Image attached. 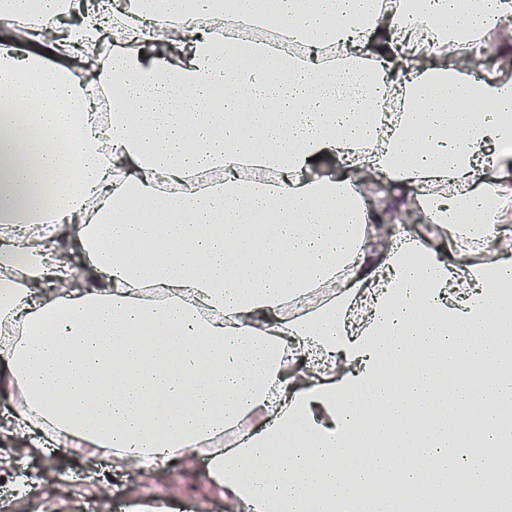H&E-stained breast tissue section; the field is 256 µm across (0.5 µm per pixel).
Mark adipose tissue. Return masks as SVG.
I'll return each mask as SVG.
<instances>
[{
  "label": "adipose tissue",
  "mask_w": 512,
  "mask_h": 512,
  "mask_svg": "<svg viewBox=\"0 0 512 512\" xmlns=\"http://www.w3.org/2000/svg\"><path fill=\"white\" fill-rule=\"evenodd\" d=\"M281 32L310 30L302 53L249 40L235 78L211 47L226 21L261 23L215 0H106L62 25L58 0H0V17L39 20L0 37V103L32 104L37 131L0 114V364L21 385L0 439L112 454L114 469H160L208 451V475L234 512H389L357 497L351 462L369 429L358 398L385 405L402 441L444 467L490 469L459 451L456 421L480 415V449L502 447L512 404V241L475 250L457 211L495 225L512 190L485 180L512 142V60L449 64L512 22V0H280ZM152 58H144L145 46ZM334 59H326L324 47ZM115 88L112 146L73 118L85 82ZM224 84V109L208 98ZM478 96L481 116L457 109ZM335 157L326 177L313 156ZM274 169L266 182L243 168ZM223 171L220 181L200 174ZM413 187L433 232L464 258H439L402 225L378 226L366 172ZM484 178L449 201L448 184ZM167 242L145 266L138 242ZM333 295L291 318L289 301ZM467 363L476 381L449 385ZM251 415L235 448L214 436ZM308 443L291 447L296 434Z\"/></svg>",
  "instance_id": "ef3b65f1"
}]
</instances>
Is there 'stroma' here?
Masks as SVG:
<instances>
[{
	"instance_id": "35a3bbf8",
	"label": "stroma",
	"mask_w": 512,
	"mask_h": 512,
	"mask_svg": "<svg viewBox=\"0 0 512 512\" xmlns=\"http://www.w3.org/2000/svg\"><path fill=\"white\" fill-rule=\"evenodd\" d=\"M0 469L10 512H135V505L163 503L167 512H232L207 477L208 463L193 455L176 471H113L112 456L85 457L63 448H33L24 437L0 442Z\"/></svg>"
}]
</instances>
